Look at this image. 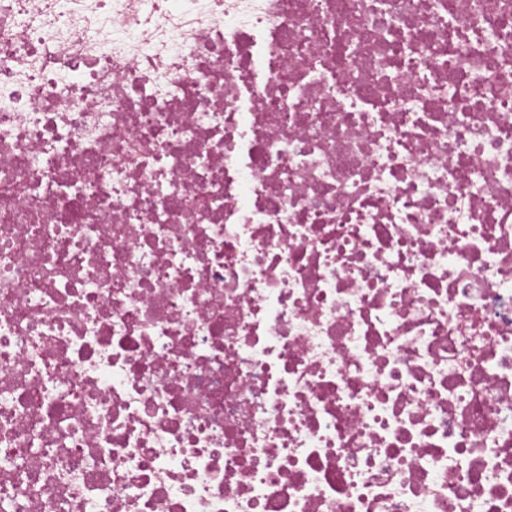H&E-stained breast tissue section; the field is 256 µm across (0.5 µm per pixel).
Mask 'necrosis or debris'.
Listing matches in <instances>:
<instances>
[{
	"label": "necrosis or debris",
	"mask_w": 512,
	"mask_h": 512,
	"mask_svg": "<svg viewBox=\"0 0 512 512\" xmlns=\"http://www.w3.org/2000/svg\"><path fill=\"white\" fill-rule=\"evenodd\" d=\"M0 512H512V0H0Z\"/></svg>",
	"instance_id": "necrosis-or-debris-1"
}]
</instances>
